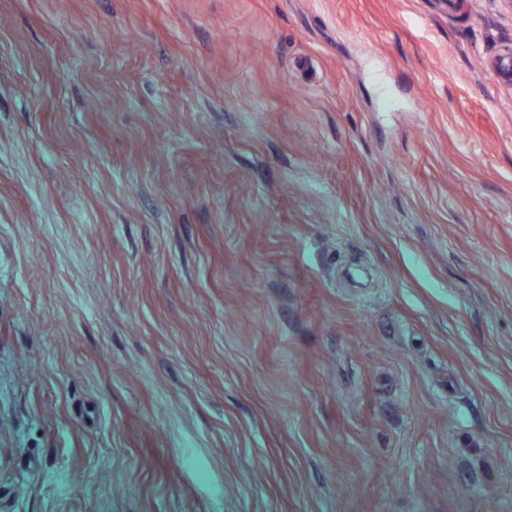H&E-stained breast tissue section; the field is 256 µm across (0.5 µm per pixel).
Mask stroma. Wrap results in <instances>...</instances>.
Segmentation results:
<instances>
[{
	"mask_svg": "<svg viewBox=\"0 0 512 512\" xmlns=\"http://www.w3.org/2000/svg\"><path fill=\"white\" fill-rule=\"evenodd\" d=\"M499 0H0V512H512Z\"/></svg>",
	"mask_w": 512,
	"mask_h": 512,
	"instance_id": "1",
	"label": "stroma"
}]
</instances>
